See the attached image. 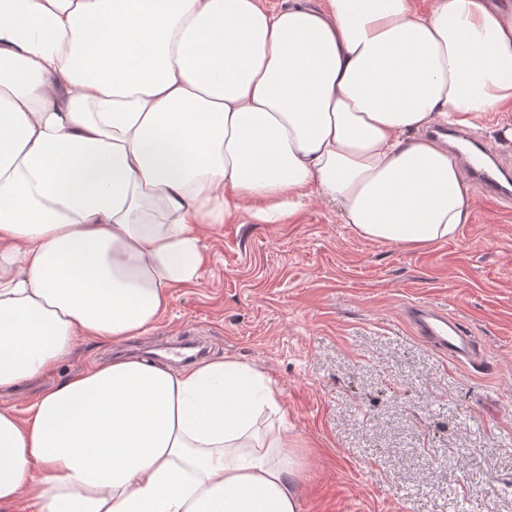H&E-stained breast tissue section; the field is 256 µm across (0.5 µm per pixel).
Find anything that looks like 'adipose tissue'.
<instances>
[{"instance_id": "adipose-tissue-1", "label": "adipose tissue", "mask_w": 512, "mask_h": 512, "mask_svg": "<svg viewBox=\"0 0 512 512\" xmlns=\"http://www.w3.org/2000/svg\"><path fill=\"white\" fill-rule=\"evenodd\" d=\"M511 104L492 0H0V395L146 334L244 212L454 238L473 200L425 132ZM284 416L230 358L112 360L0 406V512H298Z\"/></svg>"}]
</instances>
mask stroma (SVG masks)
<instances>
[{
    "label": "stroma",
    "mask_w": 512,
    "mask_h": 512,
    "mask_svg": "<svg viewBox=\"0 0 512 512\" xmlns=\"http://www.w3.org/2000/svg\"><path fill=\"white\" fill-rule=\"evenodd\" d=\"M470 194L471 223L417 248L363 239L320 203L242 215L204 236L199 284L173 289L148 333L83 344L0 404L24 410L51 381L197 338L279 389L300 512H512V207ZM411 302L469 327L482 367L415 336Z\"/></svg>",
    "instance_id": "35a3bbf8"
}]
</instances>
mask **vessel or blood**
<instances>
[{"label": "vessel or blood", "instance_id": "obj_1", "mask_svg": "<svg viewBox=\"0 0 512 512\" xmlns=\"http://www.w3.org/2000/svg\"><path fill=\"white\" fill-rule=\"evenodd\" d=\"M474 148V154L463 161L468 179L483 197L505 202L512 200V160L479 142ZM405 318L416 336L449 358L458 360L472 353L470 331L458 319L424 304L408 306Z\"/></svg>", "mask_w": 512, "mask_h": 512}]
</instances>
